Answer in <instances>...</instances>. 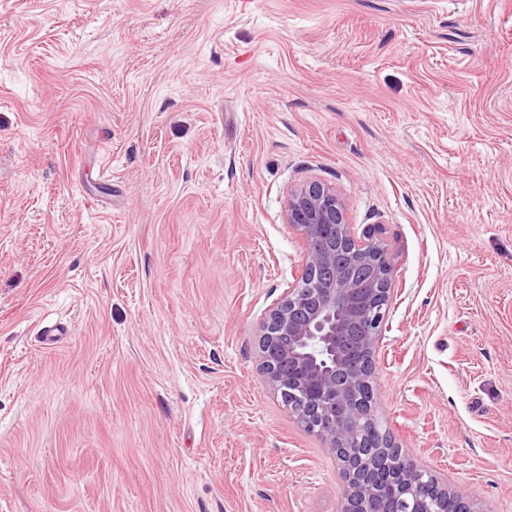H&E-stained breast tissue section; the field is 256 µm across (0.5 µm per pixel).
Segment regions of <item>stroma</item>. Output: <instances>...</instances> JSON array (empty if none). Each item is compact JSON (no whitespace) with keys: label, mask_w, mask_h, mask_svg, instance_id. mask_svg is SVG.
Returning a JSON list of instances; mask_svg holds the SVG:
<instances>
[{"label":"stroma","mask_w":512,"mask_h":512,"mask_svg":"<svg viewBox=\"0 0 512 512\" xmlns=\"http://www.w3.org/2000/svg\"><path fill=\"white\" fill-rule=\"evenodd\" d=\"M310 181L396 256L377 420L512 512V0H0V512H337L258 361Z\"/></svg>","instance_id":"stroma-1"}]
</instances>
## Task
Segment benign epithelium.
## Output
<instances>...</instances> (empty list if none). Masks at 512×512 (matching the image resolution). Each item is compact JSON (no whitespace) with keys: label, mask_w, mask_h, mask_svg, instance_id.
<instances>
[{"label":"benign epithelium","mask_w":512,"mask_h":512,"mask_svg":"<svg viewBox=\"0 0 512 512\" xmlns=\"http://www.w3.org/2000/svg\"><path fill=\"white\" fill-rule=\"evenodd\" d=\"M286 221L305 250L261 327L258 358L266 382L310 432L332 450L346 483L338 512H477L464 489L433 478L402 452L355 393L372 385L374 357L396 285L393 258L372 235L357 236L335 190L309 182L290 190Z\"/></svg>","instance_id":"benign-epithelium-1"}]
</instances>
